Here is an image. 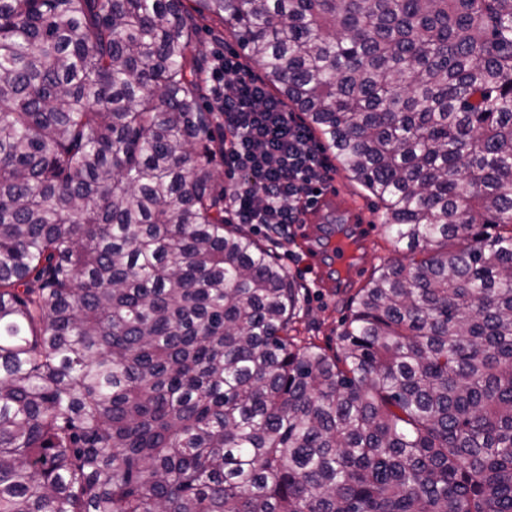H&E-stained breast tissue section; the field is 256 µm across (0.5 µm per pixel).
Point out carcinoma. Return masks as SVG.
I'll return each mask as SVG.
<instances>
[{"label":"carcinoma","instance_id":"cac0c4a2","mask_svg":"<svg viewBox=\"0 0 512 512\" xmlns=\"http://www.w3.org/2000/svg\"><path fill=\"white\" fill-rule=\"evenodd\" d=\"M194 2L405 261L299 340L183 0H0V512H512V0Z\"/></svg>","mask_w":512,"mask_h":512}]
</instances>
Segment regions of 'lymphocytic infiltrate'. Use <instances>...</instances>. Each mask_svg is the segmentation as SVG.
<instances>
[{"mask_svg": "<svg viewBox=\"0 0 512 512\" xmlns=\"http://www.w3.org/2000/svg\"><path fill=\"white\" fill-rule=\"evenodd\" d=\"M206 81L224 123V162L238 174L226 207L236 223L277 235L298 223L301 202L314 199L321 181L311 135L234 53L217 56Z\"/></svg>", "mask_w": 512, "mask_h": 512, "instance_id": "1", "label": "lymphocytic infiltrate"}]
</instances>
